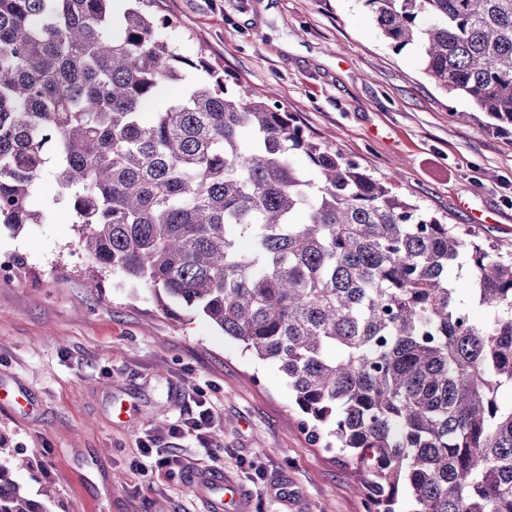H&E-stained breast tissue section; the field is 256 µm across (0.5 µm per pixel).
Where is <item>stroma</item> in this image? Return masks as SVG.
<instances>
[{"label":"stroma","instance_id":"1","mask_svg":"<svg viewBox=\"0 0 512 512\" xmlns=\"http://www.w3.org/2000/svg\"><path fill=\"white\" fill-rule=\"evenodd\" d=\"M161 35L261 91L307 132L472 239L512 252V128L494 131L427 74L415 48L393 49L363 0H157ZM40 223L0 230V440L35 458L28 492L52 486L61 512H203L182 471L148 479L153 441L184 469L222 466L252 512H363L347 465L313 446L288 381L203 316L171 319L153 291L101 271L77 246L75 215L52 171L34 195ZM205 389L222 433L211 457L167 429ZM133 415L116 414L120 403ZM288 486V498L273 488Z\"/></svg>","mask_w":512,"mask_h":512}]
</instances>
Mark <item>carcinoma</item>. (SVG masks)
I'll return each mask as SVG.
<instances>
[{
    "label": "carcinoma",
    "instance_id": "cac0c4a2",
    "mask_svg": "<svg viewBox=\"0 0 512 512\" xmlns=\"http://www.w3.org/2000/svg\"><path fill=\"white\" fill-rule=\"evenodd\" d=\"M112 2L0 0V226L40 222L53 169L98 267L278 364L364 512H512V253L329 150L269 93L228 88L159 36L155 0ZM364 2L439 86L512 125V0ZM0 455V512H52L55 495L14 479L33 460Z\"/></svg>",
    "mask_w": 512,
    "mask_h": 512
}]
</instances>
